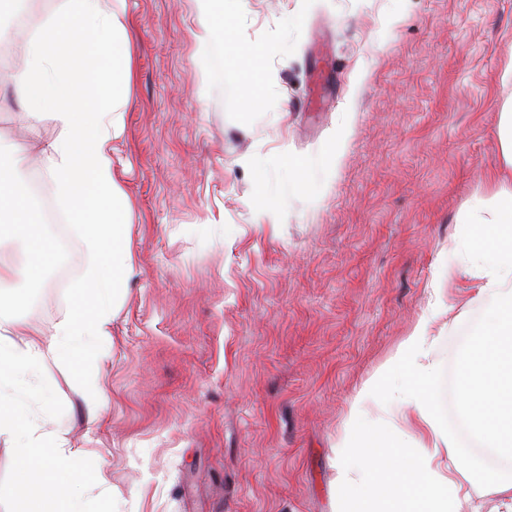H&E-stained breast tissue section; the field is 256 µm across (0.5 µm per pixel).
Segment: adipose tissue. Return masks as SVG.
<instances>
[{
  "mask_svg": "<svg viewBox=\"0 0 512 512\" xmlns=\"http://www.w3.org/2000/svg\"><path fill=\"white\" fill-rule=\"evenodd\" d=\"M125 0H65L56 18L30 16L27 59L11 74L17 98L31 123L53 119L59 137L43 150L44 168L94 257L79 287L81 310L64 323L49 346L18 340L14 315L16 291L0 275V376L14 381L37 369L44 358L89 357L110 338L115 300L134 270L127 196L112 175L111 141L121 129L129 101L133 54ZM29 147L18 140L0 145V232L24 243L32 256L29 278H39L54 247L40 225L31 223L32 203L13 190ZM480 236L489 261L481 292L490 299L485 331L468 348L459 372L462 417L484 448L512 460V187L499 185L479 208ZM434 338L431 321L421 318L387 366L353 397L338 446L333 490L341 512H364L359 500L371 496L387 512H466L470 498L467 463L447 465L458 455L454 440L440 424L439 410L448 384L429 363ZM408 404L410 420L423 441L421 455L394 456L382 448L387 478L374 476L361 463L367 450L362 435L370 404ZM0 428L11 431L25 462L26 480L19 498L53 504L54 512H81L69 488L83 479L79 451L66 448L59 434L28 427L19 404L0 391Z\"/></svg>",
  "mask_w": 512,
  "mask_h": 512,
  "instance_id": "adipose-tissue-1",
  "label": "adipose tissue"
}]
</instances>
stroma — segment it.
Instances as JSON below:
<instances>
[{"mask_svg": "<svg viewBox=\"0 0 512 512\" xmlns=\"http://www.w3.org/2000/svg\"><path fill=\"white\" fill-rule=\"evenodd\" d=\"M126 10L133 80L112 157L134 272L98 358H47L10 393L31 425L88 449L86 473L108 474V497L82 491L83 512H334L360 386L425 316L430 359L456 380L484 326L468 216L506 168L512 0H241L221 58L199 50L196 0ZM261 187L278 224L253 207ZM66 229L63 288L27 280L19 244L0 248L24 331L44 343L77 316L92 262ZM379 413L368 443L418 455L410 422L380 427ZM20 475L2 433L0 512H17ZM499 142L508 166L512 167V101H506L501 111Z\"/></svg>", "mask_w": 512, "mask_h": 512, "instance_id": "1", "label": "stroma"}]
</instances>
